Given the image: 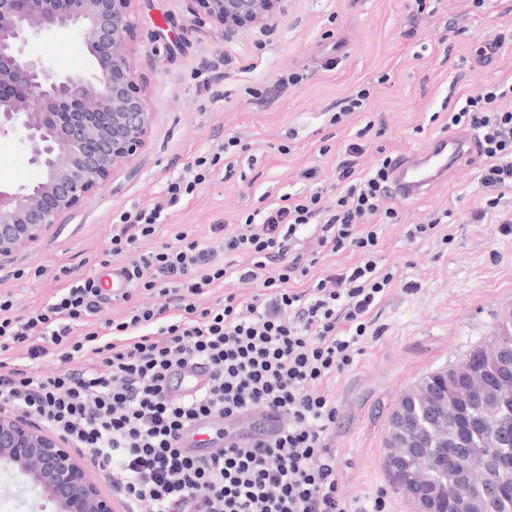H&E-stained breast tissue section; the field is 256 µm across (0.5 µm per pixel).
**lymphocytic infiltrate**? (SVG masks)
<instances>
[{"label": "lymphocytic infiltrate", "mask_w": 512, "mask_h": 512, "mask_svg": "<svg viewBox=\"0 0 512 512\" xmlns=\"http://www.w3.org/2000/svg\"><path fill=\"white\" fill-rule=\"evenodd\" d=\"M509 95L512 85H494L442 115L479 138L490 209L496 191L512 188V110L498 106ZM242 149L228 137L193 157L156 202L121 215L105 252L127 282L121 319L99 321L109 296L95 275L65 265L63 287L35 315L15 314L12 295L0 294V407L31 415L111 470L127 512H347L325 441L336 404L322 385L352 363L395 279L374 259L384 225L398 221L386 190L391 161L359 174L363 147L349 144L335 202L285 193L244 223L212 225L210 239L181 231L140 252L169 211ZM303 233L309 247L294 251ZM345 249L359 253L357 264L311 277L321 258ZM233 281L252 295L212 298ZM143 292L166 302L141 304ZM18 350L56 359V373L32 376L13 360ZM192 360L210 365L208 388L170 393L167 373ZM268 409L282 416L273 435L219 436L202 457L179 446L193 422L245 425Z\"/></svg>", "instance_id": "1"}]
</instances>
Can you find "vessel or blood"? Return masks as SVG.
<instances>
[{"mask_svg":"<svg viewBox=\"0 0 512 512\" xmlns=\"http://www.w3.org/2000/svg\"><path fill=\"white\" fill-rule=\"evenodd\" d=\"M478 145L473 135L456 133L434 137L428 149L412 151L398 156L389 173L388 189L390 196L402 201H412L427 193L431 187L445 179L454 166L477 156ZM209 379V369L201 363H193L174 369L170 378V388L177 394L203 390ZM216 419H208L191 425L190 440L183 446L191 453L204 451L202 437L207 431L219 427Z\"/></svg>","mask_w":512,"mask_h":512,"instance_id":"1","label":"vessel or blood"}]
</instances>
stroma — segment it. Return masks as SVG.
<instances>
[{"label": "stroma", "instance_id": "obj_1", "mask_svg": "<svg viewBox=\"0 0 512 512\" xmlns=\"http://www.w3.org/2000/svg\"><path fill=\"white\" fill-rule=\"evenodd\" d=\"M432 14L412 0H288L273 26H248L233 38L197 0H135L131 46L136 87L154 114L147 144L129 164L37 244L0 262V292L12 294L17 313L31 315L61 288L59 266L93 273L113 224L160 196L169 178L185 174L194 156L228 136L247 150L231 172L217 171L194 197L169 214L149 251L180 231L210 237L214 224H241L263 197L331 190L348 144L361 142V172L383 157L421 151L441 135L433 113L448 97L512 82V0H430ZM509 40L493 58L475 50L498 34ZM30 56L64 74L89 73L91 57L69 29L31 40ZM215 66L211 85L198 74ZM301 79L284 83L283 75ZM369 88L364 111L339 124L330 114L344 98ZM374 124L373 133L357 138ZM314 167L317 180L304 181ZM40 177L12 135L0 136V187L14 189ZM478 165L456 167L426 197L396 202L401 215L387 225L375 256L395 282L374 312L379 334L326 386L336 402L328 443L336 460L339 493L350 512L384 496L385 512H413L389 484L383 468L385 433L404 391L426 374L456 364L495 336L504 308L512 307V191L487 210ZM450 211V241H409V225ZM30 273L14 278L19 268ZM47 494L0 464V512H55Z\"/></svg>", "mask_w": 512, "mask_h": 512}]
</instances>
